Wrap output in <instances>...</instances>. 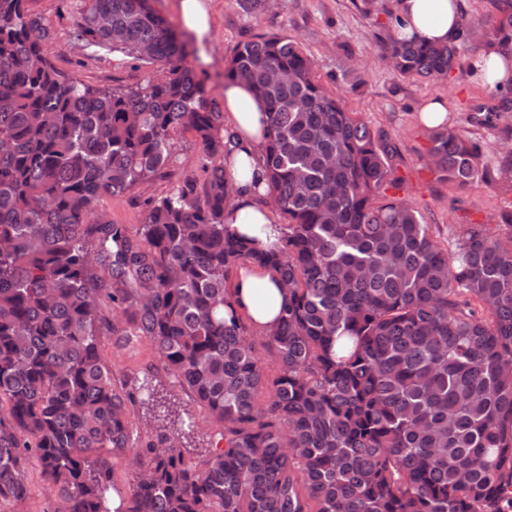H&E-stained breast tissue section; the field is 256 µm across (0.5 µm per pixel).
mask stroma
I'll return each instance as SVG.
<instances>
[{"label":"stroma","instance_id":"35a3bbf8","mask_svg":"<svg viewBox=\"0 0 512 512\" xmlns=\"http://www.w3.org/2000/svg\"><path fill=\"white\" fill-rule=\"evenodd\" d=\"M208 2L212 25L203 39L184 28L177 0H152V5L187 41V61L215 97L224 93L225 61L241 42L288 32L314 59L321 79L336 76L330 89L348 110L368 125L385 130L397 143L398 174L404 181L401 195L422 215L435 239L452 246L470 224L488 225L503 238L512 235V227L506 224L512 216V187H490L477 181L460 190L440 180L423 158L428 130L419 120L421 107L433 99L446 101L449 122L462 128L470 105L486 97L485 86L460 73L443 82L395 77L378 59L379 46L361 11V0H277L274 9L264 14L247 12L238 0ZM84 5L85 0H31V10L49 33L46 49L54 65L103 88L142 83L148 67L119 53L86 54L73 39L75 21ZM202 163L192 133L177 134L165 175L141 184L133 193L103 198L98 211L105 220L126 225L131 236H138L146 218V201L166 195L185 178L203 180ZM99 353L119 391L134 396L149 381L174 403L184 423L179 444L186 458L208 454L219 428L195 396L170 374L151 340L131 331L116 336L106 329L99 338Z\"/></svg>","mask_w":512,"mask_h":512}]
</instances>
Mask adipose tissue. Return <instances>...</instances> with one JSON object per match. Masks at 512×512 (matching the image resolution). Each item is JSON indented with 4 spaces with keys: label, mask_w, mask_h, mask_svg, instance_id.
I'll list each match as a JSON object with an SVG mask.
<instances>
[{
    "label": "adipose tissue",
    "mask_w": 512,
    "mask_h": 512,
    "mask_svg": "<svg viewBox=\"0 0 512 512\" xmlns=\"http://www.w3.org/2000/svg\"><path fill=\"white\" fill-rule=\"evenodd\" d=\"M398 30L423 42L453 40L463 22L457 0H398ZM269 115L248 84H224L225 177L232 189L224 209L230 230L254 238L258 247L272 246L280 237L267 194L262 159ZM237 312L253 330L269 332L287 303L277 275L258 265L239 268L231 290Z\"/></svg>",
    "instance_id": "1"
}]
</instances>
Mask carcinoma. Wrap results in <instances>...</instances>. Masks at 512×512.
I'll list each match as a JSON object with an SVG mask.
<instances>
[{"mask_svg": "<svg viewBox=\"0 0 512 512\" xmlns=\"http://www.w3.org/2000/svg\"><path fill=\"white\" fill-rule=\"evenodd\" d=\"M464 20L454 41L406 39L384 0H362L400 78L478 76L467 123L512 142V95L463 69L469 45L512 52V0ZM28 0H0V500L26 502L37 459L59 512H109L110 457L136 472L116 512H512V245L470 224L444 248L403 198L397 144L331 93L286 33L252 37L224 78L251 85L270 121L263 161L288 218L271 248L224 224V112L186 45L149 0H88L74 39L155 68L110 91L57 69ZM207 164L148 202L140 239L101 199L163 174L174 136ZM427 161L454 187L512 183L474 132H429ZM106 264L112 287L91 276ZM263 264L288 290L265 371L228 297ZM152 340L208 410L224 446L185 458L164 431L131 440L127 396L98 350L101 298ZM264 401H259L260 396Z\"/></svg>", "mask_w": 512, "mask_h": 512, "instance_id": "cac0c4a2", "label": "carcinoma"}]
</instances>
